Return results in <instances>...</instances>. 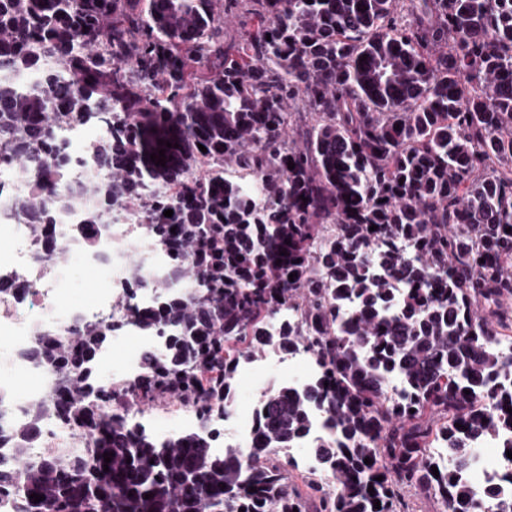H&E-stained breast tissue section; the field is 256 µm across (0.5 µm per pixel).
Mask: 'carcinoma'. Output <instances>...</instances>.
<instances>
[{
  "instance_id": "cac0c4a2",
  "label": "carcinoma",
  "mask_w": 512,
  "mask_h": 512,
  "mask_svg": "<svg viewBox=\"0 0 512 512\" xmlns=\"http://www.w3.org/2000/svg\"><path fill=\"white\" fill-rule=\"evenodd\" d=\"M240 4L251 24L226 41ZM87 124L101 130L87 223L134 218L198 288L160 283L131 311L165 337L133 384L92 381L117 324L35 337L55 386L13 434L0 507L407 512L413 487L477 512L459 473L474 441L512 433V355L497 345L512 352V0H0V149L30 183L12 216L52 258L56 216L76 203L57 190L58 132ZM285 307L300 323L271 330ZM271 344L310 351L321 372L263 395L247 452L128 422L134 405L178 399L208 428L240 359ZM389 376L404 383L394 400ZM316 410L326 478L303 497L279 449ZM46 419L83 446L28 459Z\"/></svg>"
}]
</instances>
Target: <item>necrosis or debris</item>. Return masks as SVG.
Here are the masks:
<instances>
[{"label": "necrosis or debris", "mask_w": 512, "mask_h": 512, "mask_svg": "<svg viewBox=\"0 0 512 512\" xmlns=\"http://www.w3.org/2000/svg\"><path fill=\"white\" fill-rule=\"evenodd\" d=\"M72 155L71 163L60 172L62 187L77 186L92 165L90 146L93 136L85 129L66 131ZM8 166H0V239L11 241L10 252L0 254V280L13 283L12 294L0 296V429L9 430L28 416L29 408L40 402L51 385L47 368L35 366L27 357L34 337L47 329H59L78 322L112 318L129 319L131 305L149 307L154 298L153 286L161 280L170 263L168 254L152 244L143 225H97L91 242L76 235L84 214L73 210L62 214L54 228L55 245L67 263L47 257L27 237L24 225L8 217L12 199L25 189ZM139 263L145 275V287L136 302L123 296L127 269ZM79 267L94 276L91 292L79 301L70 295L76 284L71 269ZM164 341L129 329L110 337L100 350L95 364L97 383L117 378L130 380L143 369L144 358L161 353ZM317 366L309 354L281 353L269 348L262 357L241 360L234 374V403L225 416L217 419L214 429L241 449L249 448L254 436L255 417L261 396L269 387V376L280 384L301 390L310 385ZM489 441L478 442L465 470L479 512H493L488 490L496 472L512 466V459L489 453Z\"/></svg>", "instance_id": "necrosis-or-debris-1"}]
</instances>
